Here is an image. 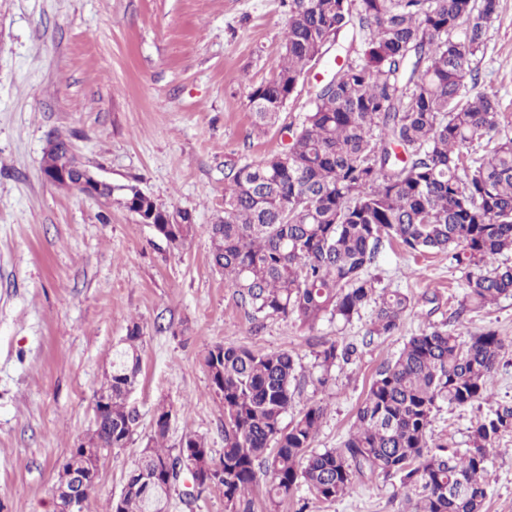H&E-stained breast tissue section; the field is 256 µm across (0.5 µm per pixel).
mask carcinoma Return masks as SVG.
<instances>
[{
    "label": "carcinoma",
    "instance_id": "1",
    "mask_svg": "<svg viewBox=\"0 0 512 512\" xmlns=\"http://www.w3.org/2000/svg\"><path fill=\"white\" fill-rule=\"evenodd\" d=\"M288 25L272 79L252 87L255 131L273 127L301 78L331 46V68L313 90L311 107L283 148L224 169V215L209 225L212 264L224 273L251 318L290 316L310 326L345 323L371 310L369 339L398 329L412 298L370 275L384 245L409 253L443 252L472 269L454 320L512 296V137L491 143L499 125L496 95L471 93V57L498 0H283ZM492 144L485 149L483 145ZM76 165L56 139L43 169ZM154 232L180 249L196 231L187 210L158 206L134 185L106 187ZM142 329L133 323L112 353V374L96 394L112 403L95 414L99 456L78 452L67 468L99 467L101 455L124 448L138 414L128 403L141 372ZM505 345L488 329L463 339L434 327L411 336L383 363L358 405L353 429L338 448H312L326 413L315 403L292 424L298 354L217 344L203 358L224 409V452L206 438L167 445L171 409L154 410L155 427L111 512H166L180 483L182 449L203 472L224 466L226 512H252L250 494L266 481L269 512L305 485L332 504L360 478L399 477L408 512H484L490 450L512 433V402L470 427L464 453L431 438L440 405L461 408L495 398ZM356 347L325 340L314 358L317 382L347 363Z\"/></svg>",
    "mask_w": 512,
    "mask_h": 512
}]
</instances>
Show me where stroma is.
<instances>
[{
    "label": "stroma",
    "mask_w": 512,
    "mask_h": 512,
    "mask_svg": "<svg viewBox=\"0 0 512 512\" xmlns=\"http://www.w3.org/2000/svg\"><path fill=\"white\" fill-rule=\"evenodd\" d=\"M288 14L281 0H0V512H53L60 464L90 431L94 394L131 322L144 333L139 415L127 447L105 454L89 512H108L154 428L172 408L168 443L188 433L224 449V409L203 363L213 345L299 355L289 417L318 403L326 415L315 448L345 439L379 365L403 342L447 324L469 335L496 330L506 344L497 400H512V296L462 321L449 319L469 271L448 255L386 247L371 267L411 309L391 336L366 342L369 314L351 323L303 325L296 317L253 326L210 262L206 227L224 210V167L281 149L312 99L299 83L265 134L252 126L248 95L269 80ZM512 0H499L483 53L472 57L476 91L496 94L501 133L512 137ZM113 185H136L165 209L192 212L195 235L171 250L120 202L105 205L47 181L42 159L55 138ZM359 344L356 360L314 385L317 342ZM483 413H437L432 432L465 451ZM487 512H512V435L488 466ZM395 478L358 481L334 504L299 487L280 512H402Z\"/></svg>",
    "instance_id": "35a3bbf8"
}]
</instances>
